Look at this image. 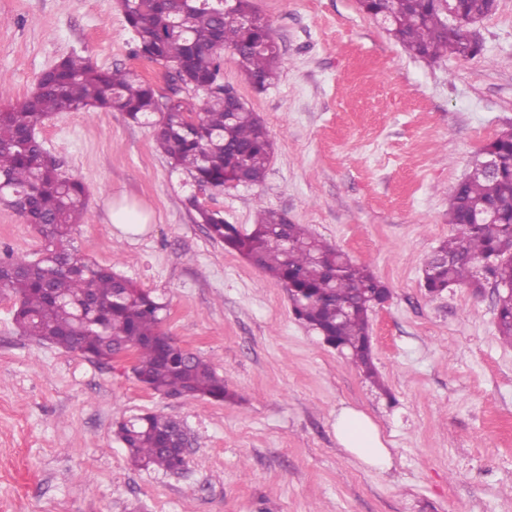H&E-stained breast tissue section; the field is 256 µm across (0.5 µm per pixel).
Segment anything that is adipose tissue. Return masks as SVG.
<instances>
[{"label": "adipose tissue", "instance_id": "obj_1", "mask_svg": "<svg viewBox=\"0 0 512 512\" xmlns=\"http://www.w3.org/2000/svg\"><path fill=\"white\" fill-rule=\"evenodd\" d=\"M336 440L363 464L384 470L392 465V452L385 445L378 426L364 412L347 407L336 415Z\"/></svg>", "mask_w": 512, "mask_h": 512}]
</instances>
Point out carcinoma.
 <instances>
[{
    "instance_id": "cac0c4a2",
    "label": "carcinoma",
    "mask_w": 512,
    "mask_h": 512,
    "mask_svg": "<svg viewBox=\"0 0 512 512\" xmlns=\"http://www.w3.org/2000/svg\"><path fill=\"white\" fill-rule=\"evenodd\" d=\"M135 34V54L163 65L174 83L204 95L197 116L183 104H161L159 91L135 71L102 69L81 56L60 58L38 79L39 89L0 111V192L17 200L16 211L42 239L39 257L8 252L0 257V291L17 299L13 323L24 336L85 357L108 361L122 349L136 354L133 373L147 389L166 396L224 401L232 398L207 360L163 339L166 304L112 267L80 256L70 247L74 227L88 215L84 185L66 176L34 137L55 112L117 110L137 122L158 112L156 144L173 168L201 187L258 185L265 179L272 142L265 122L244 103L224 97L221 60L229 54L255 85L278 80L284 61L269 22L251 0H227L222 13L212 2L194 3L188 31L168 28L171 0H117ZM361 9L387 25L407 51L439 59L474 57L468 31L491 13V0H460L450 15L441 0H359ZM487 148L498 157L495 176L473 172L453 189L448 208L452 233L430 256L424 288L439 295L452 286L478 293L487 284L512 283V135ZM501 215L499 224H475L476 208ZM209 236L269 274L288 292L296 319L376 378L370 350L367 299L388 296L370 269L340 249L262 209L251 230L228 224L218 212L196 207ZM498 335L512 344V296L495 305ZM184 426L174 417L144 413L115 421L114 434L131 461L147 469L176 473L184 465L169 445Z\"/></svg>"
}]
</instances>
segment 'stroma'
<instances>
[{"instance_id":"1","label":"stroma","mask_w":512,"mask_h":512,"mask_svg":"<svg viewBox=\"0 0 512 512\" xmlns=\"http://www.w3.org/2000/svg\"><path fill=\"white\" fill-rule=\"evenodd\" d=\"M284 67L255 88L232 58L222 78L266 123V178L198 187L155 149L153 120L62 112L37 129L87 190L72 244L162 298L161 328L212 362L230 400L171 399L120 361L98 362L16 330L0 292V512H512V345L495 291L423 286L447 239L448 204L480 151L512 129V0L477 23L472 59L410 55L357 0H254ZM116 0H0L6 108L77 52L145 79ZM136 205L134 234L112 207ZM247 228L283 213L384 281L370 315L378 378L298 321L285 288L212 240L197 207ZM31 224L0 204V248L37 256ZM354 407L394 453L372 470L339 448L333 424ZM155 412L191 433L183 476L133 466L116 420ZM495 308L498 335L512 345V296L498 297Z\"/></svg>"}]
</instances>
